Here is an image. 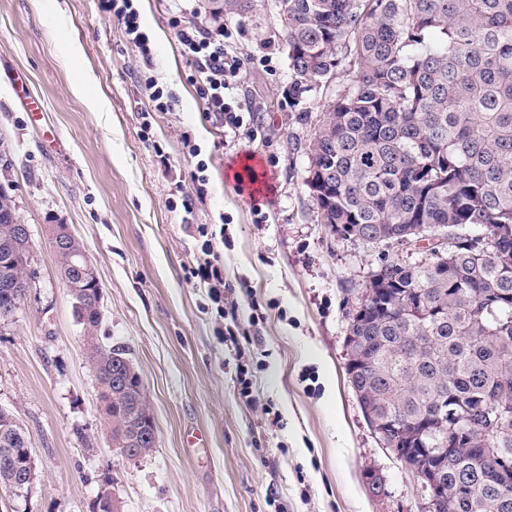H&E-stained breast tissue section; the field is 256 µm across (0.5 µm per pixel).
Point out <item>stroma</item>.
<instances>
[{"instance_id":"1","label":"stroma","mask_w":512,"mask_h":512,"mask_svg":"<svg viewBox=\"0 0 512 512\" xmlns=\"http://www.w3.org/2000/svg\"><path fill=\"white\" fill-rule=\"evenodd\" d=\"M173 7L138 2L148 66L99 0H0V187L31 231L29 288L0 325V407L27 432L36 463L26 512H97L106 485L122 512H421L418 478L380 444L346 372L349 290L407 250L334 237L304 184L313 132L304 118L343 77L295 111L275 0L221 19L209 0H190L199 19L231 32L243 61L240 96L255 133L227 137L188 81ZM147 70L176 93L172 111H152ZM17 74L39 116L17 101ZM247 162L264 192L242 194L230 180ZM258 209L266 223H255ZM50 224L70 225L96 267L99 335L142 378L156 430L149 455L129 460L112 446ZM201 224L227 240L219 251L238 303L233 344L216 334L225 323L216 304L185 279L201 255ZM371 471L383 480L377 496Z\"/></svg>"}]
</instances>
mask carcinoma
Masks as SVG:
<instances>
[{"instance_id":"obj_1","label":"carcinoma","mask_w":512,"mask_h":512,"mask_svg":"<svg viewBox=\"0 0 512 512\" xmlns=\"http://www.w3.org/2000/svg\"><path fill=\"white\" fill-rule=\"evenodd\" d=\"M241 14L251 0H220ZM288 48L289 98L341 72L316 117L305 185L320 223L362 226L393 242L448 231V262L425 249L383 259L386 276L361 291L363 338L354 378L369 421L391 418L410 441L418 475L444 472L437 512H512V0H276ZM0 191V263H14L0 305L23 301L31 245ZM105 346L100 388L124 370ZM103 409L122 448L139 376ZM0 410V483L28 438ZM454 448L451 455L439 449Z\"/></svg>"}]
</instances>
